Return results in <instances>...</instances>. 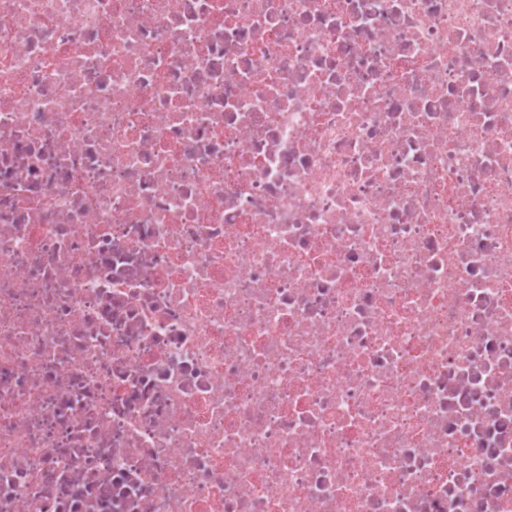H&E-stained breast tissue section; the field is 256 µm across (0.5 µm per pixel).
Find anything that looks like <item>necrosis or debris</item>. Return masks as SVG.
I'll use <instances>...</instances> for the list:
<instances>
[{
    "label": "necrosis or debris",
    "mask_w": 512,
    "mask_h": 512,
    "mask_svg": "<svg viewBox=\"0 0 512 512\" xmlns=\"http://www.w3.org/2000/svg\"><path fill=\"white\" fill-rule=\"evenodd\" d=\"M0 512H512V0H0Z\"/></svg>",
    "instance_id": "obj_1"
}]
</instances>
